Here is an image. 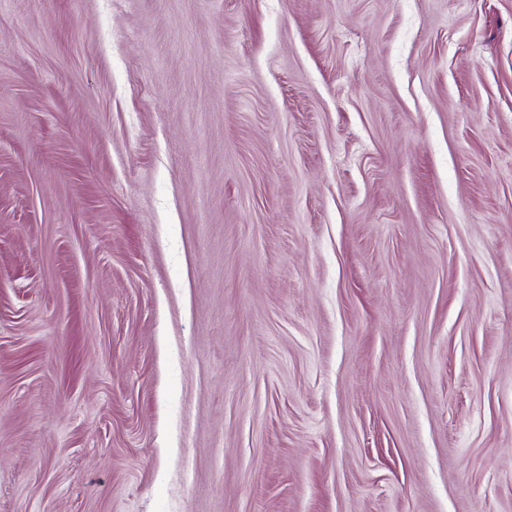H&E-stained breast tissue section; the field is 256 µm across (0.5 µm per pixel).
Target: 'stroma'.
I'll return each instance as SVG.
<instances>
[{
	"label": "stroma",
	"mask_w": 512,
	"mask_h": 512,
	"mask_svg": "<svg viewBox=\"0 0 512 512\" xmlns=\"http://www.w3.org/2000/svg\"><path fill=\"white\" fill-rule=\"evenodd\" d=\"M0 512H512V0H0Z\"/></svg>",
	"instance_id": "obj_1"
}]
</instances>
